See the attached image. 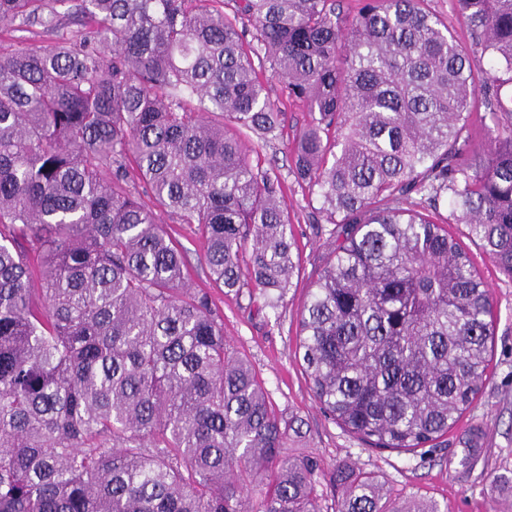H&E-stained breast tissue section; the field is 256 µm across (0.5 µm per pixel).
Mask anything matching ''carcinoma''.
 Masks as SVG:
<instances>
[{
	"instance_id": "cac0c4a2",
	"label": "carcinoma",
	"mask_w": 512,
	"mask_h": 512,
	"mask_svg": "<svg viewBox=\"0 0 512 512\" xmlns=\"http://www.w3.org/2000/svg\"><path fill=\"white\" fill-rule=\"evenodd\" d=\"M453 3L477 59L428 0H0V512H324V480L332 512H440L283 454L292 424L160 214L227 293L286 302L285 185L241 139L281 134L270 69L329 224L297 331L314 397L372 447L438 442L495 336L448 226L512 280V0Z\"/></svg>"
}]
</instances>
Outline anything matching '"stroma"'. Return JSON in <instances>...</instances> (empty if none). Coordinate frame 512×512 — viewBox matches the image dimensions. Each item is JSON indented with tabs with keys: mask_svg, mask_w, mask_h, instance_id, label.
Returning <instances> with one entry per match:
<instances>
[{
	"mask_svg": "<svg viewBox=\"0 0 512 512\" xmlns=\"http://www.w3.org/2000/svg\"><path fill=\"white\" fill-rule=\"evenodd\" d=\"M260 79L278 103L284 122L281 136L260 145L259 151L263 161H276L285 180V201L300 252L294 286L279 310V320H264L247 299L211 286L202 260L203 242L194 228L171 221L165 227L182 248L192 286L208 289L223 312L227 345L250 361L283 414L302 420L303 435L289 440L288 455L315 454L328 470L343 464L363 468L375 473L393 496L421 494L436 501L441 512H512V489L493 481L496 474L512 472V281L500 275L487 256L477 255L476 265L492 291L497 317L490 381L440 446L413 452L375 449L325 417L296 353L306 289L329 257L318 216L289 171V145L308 112L303 103L282 95V85L270 71H261ZM468 454L475 461L462 466Z\"/></svg>",
	"mask_w": 512,
	"mask_h": 512,
	"instance_id": "35a3bbf8",
	"label": "stroma"
}]
</instances>
